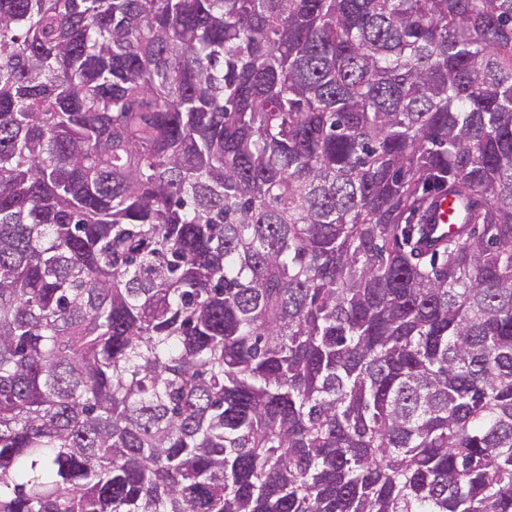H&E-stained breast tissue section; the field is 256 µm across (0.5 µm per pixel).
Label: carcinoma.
<instances>
[{
	"label": "carcinoma",
	"mask_w": 512,
	"mask_h": 512,
	"mask_svg": "<svg viewBox=\"0 0 512 512\" xmlns=\"http://www.w3.org/2000/svg\"><path fill=\"white\" fill-rule=\"evenodd\" d=\"M0 512H512V0H0ZM442 212V214H440ZM450 212V205L448 201H443L438 204L432 215V224H428L427 231L430 239L446 238L448 236V221Z\"/></svg>",
	"instance_id": "obj_1"
}]
</instances>
